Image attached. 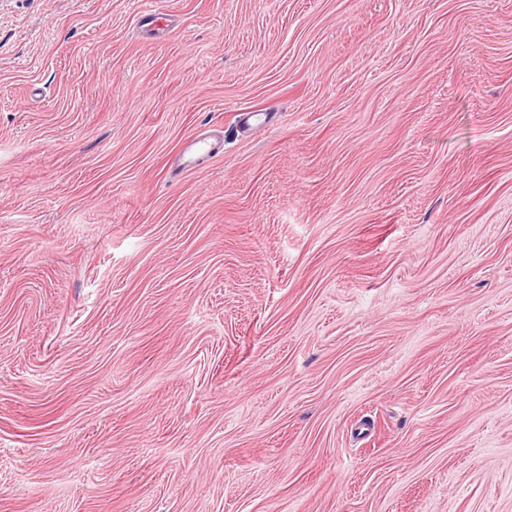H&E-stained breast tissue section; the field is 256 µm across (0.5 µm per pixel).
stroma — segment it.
Masks as SVG:
<instances>
[{"mask_svg": "<svg viewBox=\"0 0 512 512\" xmlns=\"http://www.w3.org/2000/svg\"><path fill=\"white\" fill-rule=\"evenodd\" d=\"M153 6L0 0V512H512V0Z\"/></svg>", "mask_w": 512, "mask_h": 512, "instance_id": "stroma-1", "label": "stroma"}]
</instances>
